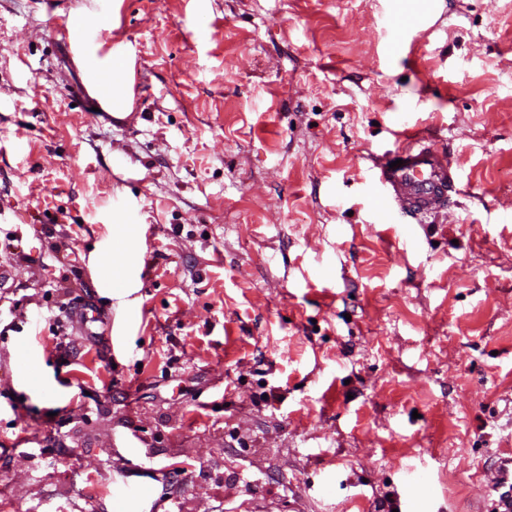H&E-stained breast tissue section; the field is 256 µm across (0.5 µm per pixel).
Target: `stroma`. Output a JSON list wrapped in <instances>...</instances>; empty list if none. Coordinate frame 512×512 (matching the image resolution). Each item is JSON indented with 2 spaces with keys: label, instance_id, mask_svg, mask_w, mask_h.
<instances>
[{
  "label": "stroma",
  "instance_id": "obj_1",
  "mask_svg": "<svg viewBox=\"0 0 512 512\" xmlns=\"http://www.w3.org/2000/svg\"><path fill=\"white\" fill-rule=\"evenodd\" d=\"M101 13L122 113L50 34ZM400 118L459 170L422 224L368 197ZM511 170L512 0H0V512H493Z\"/></svg>",
  "mask_w": 512,
  "mask_h": 512
}]
</instances>
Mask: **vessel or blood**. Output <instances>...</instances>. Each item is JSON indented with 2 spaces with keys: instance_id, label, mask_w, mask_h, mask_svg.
<instances>
[{
  "instance_id": "obj_1",
  "label": "vessel or blood",
  "mask_w": 512,
  "mask_h": 512,
  "mask_svg": "<svg viewBox=\"0 0 512 512\" xmlns=\"http://www.w3.org/2000/svg\"><path fill=\"white\" fill-rule=\"evenodd\" d=\"M400 137L392 154L396 166L381 165L373 175V196L389 223H420L447 206L457 170L438 147L422 144L417 130L404 128Z\"/></svg>"
}]
</instances>
